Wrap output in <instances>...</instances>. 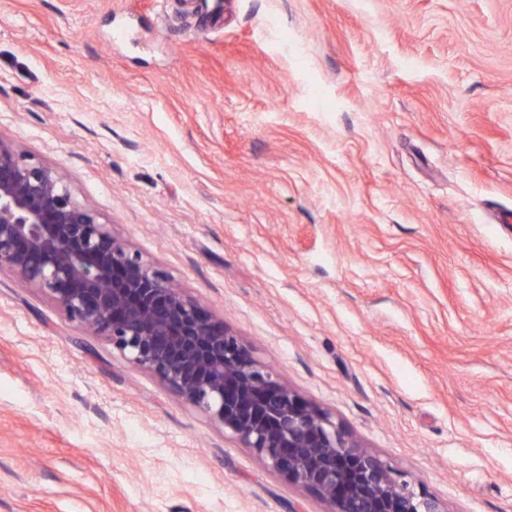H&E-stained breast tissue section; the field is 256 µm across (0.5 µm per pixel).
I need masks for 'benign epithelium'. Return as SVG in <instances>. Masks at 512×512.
I'll return each mask as SVG.
<instances>
[{"mask_svg": "<svg viewBox=\"0 0 512 512\" xmlns=\"http://www.w3.org/2000/svg\"><path fill=\"white\" fill-rule=\"evenodd\" d=\"M54 301L331 512H446L303 400L53 168L0 138V272Z\"/></svg>", "mask_w": 512, "mask_h": 512, "instance_id": "7a95c632", "label": "benign epithelium"}]
</instances>
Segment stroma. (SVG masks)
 Returning a JSON list of instances; mask_svg holds the SVG:
<instances>
[{
  "label": "stroma",
  "instance_id": "35a3bbf8",
  "mask_svg": "<svg viewBox=\"0 0 512 512\" xmlns=\"http://www.w3.org/2000/svg\"><path fill=\"white\" fill-rule=\"evenodd\" d=\"M0 138L448 512H512V0H0ZM0 273V512H329Z\"/></svg>",
  "mask_w": 512,
  "mask_h": 512
}]
</instances>
